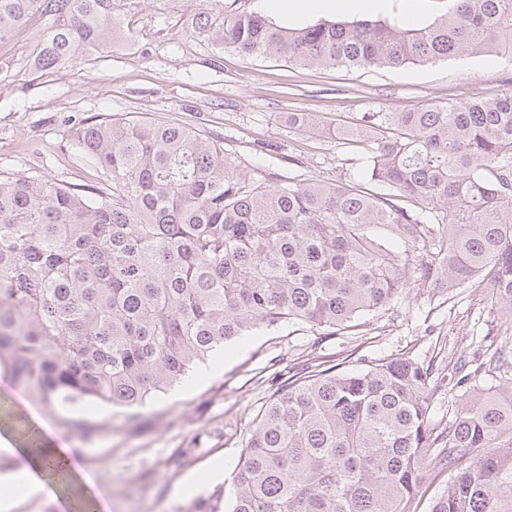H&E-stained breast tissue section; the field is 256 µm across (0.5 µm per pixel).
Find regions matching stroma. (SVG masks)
I'll return each mask as SVG.
<instances>
[{
  "label": "stroma",
  "instance_id": "obj_1",
  "mask_svg": "<svg viewBox=\"0 0 512 512\" xmlns=\"http://www.w3.org/2000/svg\"><path fill=\"white\" fill-rule=\"evenodd\" d=\"M444 10L443 0H358L346 9L283 16L270 13L266 0H112L111 43L47 71L31 63L45 29L42 18L32 16L0 43V171L96 184L100 172L73 145L74 129L90 117L141 116L192 126L276 182L360 180L362 162H345L335 140L289 128L288 113L350 122L376 106L402 111L493 97L512 86V64L464 56L400 69H346L247 59L213 42L196 21L247 11L285 28L364 19L421 28ZM510 327L512 318L486 293L415 282L388 310L364 317L354 335L287 324L225 344L205 363L209 377L185 387L181 397H154L141 408L137 427L126 424L120 409L90 407L87 418L103 429L87 446L42 403L15 390L0 367V437L13 444L0 448V501L13 499L9 512H173L214 487L232 490L254 414L278 372L305 355L333 363L351 354L432 361V419H448L461 400L496 384L483 375L459 383L457 360L480 359L491 345L512 357ZM37 422L58 446L73 449L77 473L65 482L45 476L43 491L29 495L26 461L16 450ZM186 448L194 451L191 462L169 466Z\"/></svg>",
  "mask_w": 512,
  "mask_h": 512
}]
</instances>
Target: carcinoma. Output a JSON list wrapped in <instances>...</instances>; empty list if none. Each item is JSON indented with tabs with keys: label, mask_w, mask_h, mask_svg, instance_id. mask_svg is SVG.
Instances as JSON below:
<instances>
[{
	"label": "carcinoma",
	"mask_w": 512,
	"mask_h": 512,
	"mask_svg": "<svg viewBox=\"0 0 512 512\" xmlns=\"http://www.w3.org/2000/svg\"><path fill=\"white\" fill-rule=\"evenodd\" d=\"M47 27L33 68L112 40V0H0V42ZM201 28L243 57L345 68L512 57V0H448L432 24L363 20L286 29L256 13ZM288 126L361 155L364 183H271L186 125L95 117L74 145L103 175L76 187L0 172V363L14 386L95 439L89 402L126 412L224 343L285 324L335 336L413 283L487 288L512 317V88L499 97ZM507 364L498 347L463 379ZM433 366L316 357L253 418L234 497L183 512H512V381L431 421Z\"/></svg>",
	"instance_id": "carcinoma-1"
}]
</instances>
